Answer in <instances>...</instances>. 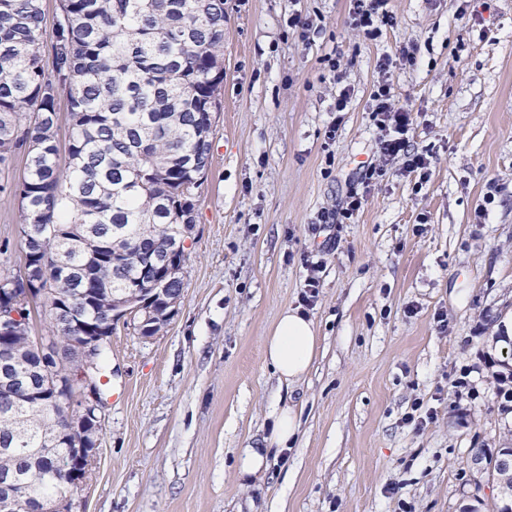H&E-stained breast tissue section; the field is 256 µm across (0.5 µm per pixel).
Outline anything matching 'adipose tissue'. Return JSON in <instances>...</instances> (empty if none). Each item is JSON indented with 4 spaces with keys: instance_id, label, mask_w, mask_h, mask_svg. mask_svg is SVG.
<instances>
[{
    "instance_id": "ef3b65f1",
    "label": "adipose tissue",
    "mask_w": 512,
    "mask_h": 512,
    "mask_svg": "<svg viewBox=\"0 0 512 512\" xmlns=\"http://www.w3.org/2000/svg\"><path fill=\"white\" fill-rule=\"evenodd\" d=\"M315 346L312 321L299 310L289 309L267 336L265 354L280 380L294 383L308 371Z\"/></svg>"
}]
</instances>
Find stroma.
I'll return each mask as SVG.
<instances>
[{"mask_svg": "<svg viewBox=\"0 0 512 512\" xmlns=\"http://www.w3.org/2000/svg\"><path fill=\"white\" fill-rule=\"evenodd\" d=\"M350 7L226 0L224 91L183 296L155 336L113 330L75 512H463L496 501L471 459L512 447L491 343L512 311V0H390L393 22L374 40ZM297 16L312 24L307 38ZM386 56L395 95L418 115L423 184L379 154L370 110ZM365 162L385 174L332 230L321 217L362 187ZM309 260L321 265L307 312L316 351L289 386L264 345L298 307ZM22 267L19 202L0 195V274ZM417 400L434 411L419 429L404 420ZM286 404L299 413L296 441L241 475L240 450L262 447Z\"/></svg>", "mask_w": 512, "mask_h": 512, "instance_id": "stroma-1", "label": "stroma"}]
</instances>
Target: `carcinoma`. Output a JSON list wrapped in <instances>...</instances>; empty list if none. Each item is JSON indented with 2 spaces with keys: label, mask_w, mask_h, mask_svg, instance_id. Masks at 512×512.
Listing matches in <instances>:
<instances>
[{
  "label": "carcinoma",
  "mask_w": 512,
  "mask_h": 512,
  "mask_svg": "<svg viewBox=\"0 0 512 512\" xmlns=\"http://www.w3.org/2000/svg\"><path fill=\"white\" fill-rule=\"evenodd\" d=\"M224 0H60L45 53L41 0H0V172L19 154L26 174L0 183L20 203L24 273L4 287L54 282L49 297L98 327L113 301L148 292L139 283L145 248L186 239L196 191L213 152L209 114L224 87ZM69 96V163H57V99ZM184 267L152 287L184 291ZM156 304L157 335L170 321ZM11 344V377L35 355L24 334ZM67 410L48 396L0 404V475L16 481L0 512H72L54 459L73 450Z\"/></svg>",
  "instance_id": "carcinoma-1"
}]
</instances>
